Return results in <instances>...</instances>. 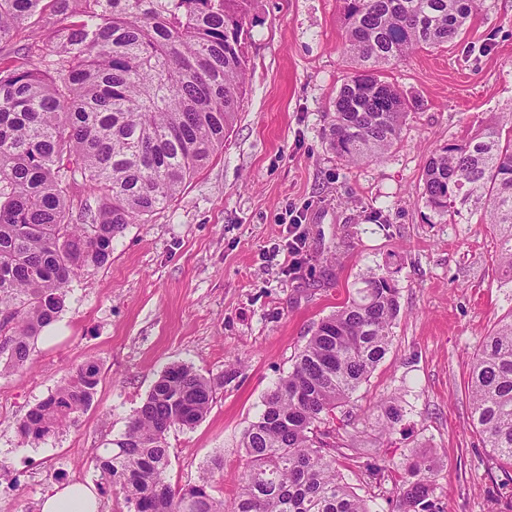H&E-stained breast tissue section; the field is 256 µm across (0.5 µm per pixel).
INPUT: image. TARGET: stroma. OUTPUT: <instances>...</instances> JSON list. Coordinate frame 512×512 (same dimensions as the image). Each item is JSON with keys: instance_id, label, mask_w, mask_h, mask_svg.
<instances>
[{"instance_id": "35a3bbf8", "label": "stroma", "mask_w": 512, "mask_h": 512, "mask_svg": "<svg viewBox=\"0 0 512 512\" xmlns=\"http://www.w3.org/2000/svg\"><path fill=\"white\" fill-rule=\"evenodd\" d=\"M341 5L253 0L247 82L223 150L168 208L128 225L107 265L81 271L31 366L0 375V512H41L46 493L98 482L95 456L178 362L224 386L202 421L169 432V480L182 486L220 457L213 494L231 499L245 468L241 437L265 393L313 327L375 273L395 283L400 316L385 358L345 405L354 417L345 444L391 470L430 452L441 512H512V483L470 424L467 388L481 338L512 313V283L479 212L448 224L422 196L432 151L512 113V0H481L453 43L384 69L413 109L400 142L357 165L328 141L332 102L354 67ZM87 361L101 366L92 406L57 436L24 443L16 421ZM391 400L402 417L386 434L379 406ZM338 464L375 512H397L393 477Z\"/></svg>"}]
</instances>
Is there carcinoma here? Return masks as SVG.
Instances as JSON below:
<instances>
[{
    "instance_id": "cac0c4a2",
    "label": "carcinoma",
    "mask_w": 512,
    "mask_h": 512,
    "mask_svg": "<svg viewBox=\"0 0 512 512\" xmlns=\"http://www.w3.org/2000/svg\"><path fill=\"white\" fill-rule=\"evenodd\" d=\"M480 0H342L343 46L354 60L334 101L329 145L349 164L401 140L411 104L385 67L452 43ZM251 0H0V44L47 31L0 64V366L24 370L35 341L66 307L67 286L102 267L127 225L170 205L220 149L247 75ZM82 188L75 197L73 190ZM427 207L454 224L472 201L501 228L494 254L512 272V115L433 152ZM400 313L391 279L373 275L322 319L292 370L267 392L241 441L246 457L229 501L211 494L216 459L198 480L168 481L173 428L208 413L224 376L167 366L125 432L95 456L98 487L127 512H371L336 468V409L385 356ZM101 368L89 361L17 423L34 446L92 404ZM468 390L471 423L500 468L512 469V315L485 337ZM398 512H440L433 460L401 463Z\"/></svg>"
}]
</instances>
